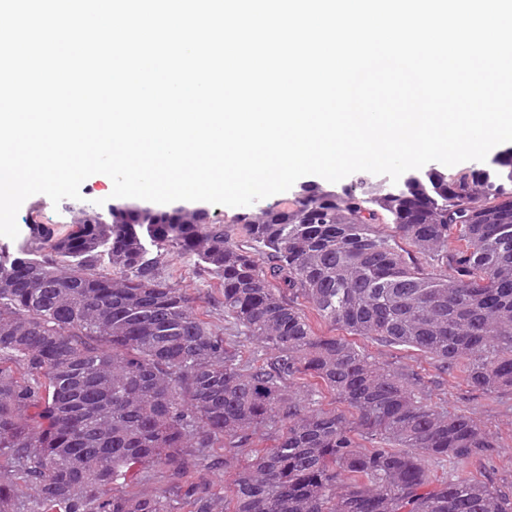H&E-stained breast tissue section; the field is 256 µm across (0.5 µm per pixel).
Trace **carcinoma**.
Wrapping results in <instances>:
<instances>
[{
    "instance_id": "cac0c4a2",
    "label": "carcinoma",
    "mask_w": 512,
    "mask_h": 512,
    "mask_svg": "<svg viewBox=\"0 0 512 512\" xmlns=\"http://www.w3.org/2000/svg\"><path fill=\"white\" fill-rule=\"evenodd\" d=\"M235 223L244 244L203 209L129 204L0 247V512H512L489 482L425 465L484 455L480 424L351 340L512 392V149ZM174 254L236 339L178 287ZM306 303L344 335H319ZM215 448L235 468L221 494L195 478ZM149 470L163 487L120 485Z\"/></svg>"
}]
</instances>
